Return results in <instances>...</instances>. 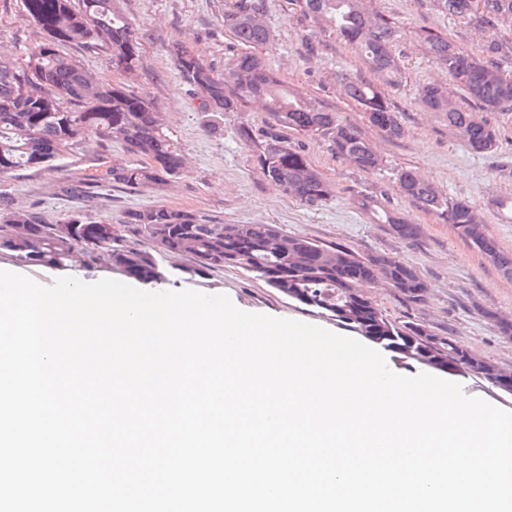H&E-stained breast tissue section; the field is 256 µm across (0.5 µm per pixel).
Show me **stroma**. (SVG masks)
<instances>
[{"label":"stroma","instance_id":"1","mask_svg":"<svg viewBox=\"0 0 512 512\" xmlns=\"http://www.w3.org/2000/svg\"><path fill=\"white\" fill-rule=\"evenodd\" d=\"M119 2L140 42L132 75L112 71L106 48L73 43L62 51L100 81L124 82L126 88L154 102L182 150V172L175 178L160 177L137 190L110 184L95 188L86 201L70 197L62 190L66 179L86 177L98 164L128 157L120 144H101L89 135L68 151L59 172L23 171L18 177L0 181V193L10 196L16 207L40 210L53 223L85 209L96 219L117 224L128 210L164 205L194 212L213 224H274L285 235L339 246L360 256H397L419 271L426 291L422 300L409 302L386 285L372 288V300L388 318L424 324L438 337L454 336L497 366L512 370V338L502 336L496 324L500 317L512 320V281L502 278L452 225L405 201L395 178L397 170L409 168L443 193L469 199L478 207L488 233L504 250L512 251V211L491 204L492 198L512 195V111L488 113V120L499 130V143L493 152L477 154L450 135L442 118L423 109L417 100L421 85L448 81L447 71L426 55L418 32L435 28L475 50L481 41L478 29L442 15L433 0H374V7L393 16L405 31L396 48L404 74L388 94L403 116L406 134L392 141L369 125L336 81V73L342 69L364 73L354 49L295 13L289 0H265L266 21L274 41L260 49V57L290 91L336 112L385 159L381 171L366 174L336 159L326 142L289 133L291 148L304 155L332 189L323 203L309 207L268 181L238 137L241 125L262 129L265 113L256 108L221 115L201 111L196 90L181 78L175 65L172 50L178 44L197 50L216 71L233 63L240 48L224 28V0ZM42 39V31L24 17L22 0H0V56L22 59ZM312 41L321 45L314 56L306 52ZM214 123L221 131L212 135L207 128ZM364 195L377 197L387 208L400 212L407 223L420 225L418 239L399 238L389 225L361 210L358 200ZM165 264L183 270L168 282V289L224 294L246 312L294 319L338 334L343 331L335 321L289 301L243 269L227 267L189 276L185 270L193 266L192 258L171 256ZM0 270L30 276L44 286L65 275L86 283L124 278L108 261H90L82 252L59 270L22 264L0 251Z\"/></svg>","mask_w":512,"mask_h":512}]
</instances>
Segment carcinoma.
Returning <instances> with one entry per match:
<instances>
[{
    "label": "carcinoma",
    "mask_w": 512,
    "mask_h": 512,
    "mask_svg": "<svg viewBox=\"0 0 512 512\" xmlns=\"http://www.w3.org/2000/svg\"><path fill=\"white\" fill-rule=\"evenodd\" d=\"M434 2L448 16L482 26L485 39L475 53L438 31L421 30L419 39L427 54L447 70L449 83L465 98L457 102L444 85L427 84L420 90V104L443 117L448 131L472 152L490 153L498 145V131L481 113L512 111V75L497 63L504 45L495 30L497 23L512 20V0ZM23 5L24 16L44 32V40L22 63L0 57V180L26 169L57 170L63 151L89 133L102 142L121 143L127 153L146 162L135 165L115 159L89 178L69 180L66 193L72 197L85 199L102 183L137 189L163 175L178 176L184 156L154 103L121 83L99 81L60 51L70 43H101L110 51L112 69L131 73L139 42L118 0H81L76 7L71 0H23ZM291 5L355 50L377 80L340 70L336 81L371 126L390 139L403 138L400 112L385 92L401 76L393 48L402 34L394 18L374 8L372 0H292ZM264 13V0H224V29L247 48L224 73H216L200 53L183 45L174 48L175 63L182 78L196 87L201 109L243 112L256 105L266 112L264 129L256 133L242 126L240 139L252 148L269 181L299 202L317 206L329 196V185L288 145L286 131L323 139L337 158L366 173L380 170L383 158L336 113L288 92L254 53L273 41ZM396 178L410 204L452 225L503 278L512 280V252L488 234L473 203L442 193L411 169L398 171ZM360 206L404 240L420 234L419 225L406 223L376 197H361ZM0 224L8 227L0 237V250L21 263L64 267L80 248L91 259L108 257L115 270L161 284L171 275L163 258L187 255L194 266L183 269L185 273L239 267L363 338L386 337V350L404 361L427 368L435 362L459 365L490 385L512 376L452 336L441 340L421 323L389 319L365 289L385 283L413 302L424 297L426 285L413 266L386 253L360 257L347 249L287 236L275 224H211L193 212L163 205L132 209L115 228L84 210L52 224L40 211L16 209L11 199L0 195ZM128 231L148 240L152 248L127 247Z\"/></svg>",
    "instance_id": "cac0c4a2"
}]
</instances>
